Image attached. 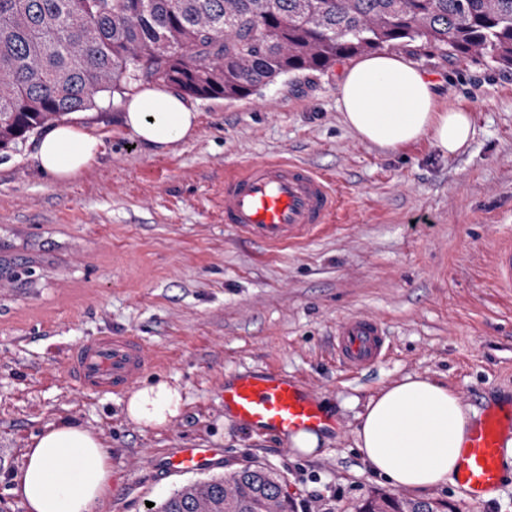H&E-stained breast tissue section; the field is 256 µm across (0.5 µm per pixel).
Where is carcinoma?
Here are the masks:
<instances>
[{
  "label": "carcinoma",
  "mask_w": 512,
  "mask_h": 512,
  "mask_svg": "<svg viewBox=\"0 0 512 512\" xmlns=\"http://www.w3.org/2000/svg\"><path fill=\"white\" fill-rule=\"evenodd\" d=\"M416 42L512 68V0H0V149L136 82L235 101L281 75ZM157 512L296 510L257 464L186 484ZM359 512L439 510L381 494Z\"/></svg>",
  "instance_id": "cac0c4a2"
}]
</instances>
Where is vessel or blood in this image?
Wrapping results in <instances>:
<instances>
[{
  "label": "vessel or blood",
  "instance_id": "b4317fda",
  "mask_svg": "<svg viewBox=\"0 0 512 512\" xmlns=\"http://www.w3.org/2000/svg\"><path fill=\"white\" fill-rule=\"evenodd\" d=\"M341 201L329 179L294 161L247 164L224 178V222L245 238L269 246L299 243L322 231L338 214ZM495 287L512 293V237L503 236L492 264ZM388 350L377 319L354 316L336 328V359L359 370ZM157 361L131 336H100L74 348L68 372L84 390L120 395L155 368ZM224 408L241 425L287 439L327 424L317 395L297 381L271 372L242 374L224 385ZM512 432V404L484 408L470 429L454 476L469 501L481 503L502 480L500 443ZM216 449L199 445L174 449L162 465L170 471L201 470Z\"/></svg>",
  "mask_w": 512,
  "mask_h": 512
}]
</instances>
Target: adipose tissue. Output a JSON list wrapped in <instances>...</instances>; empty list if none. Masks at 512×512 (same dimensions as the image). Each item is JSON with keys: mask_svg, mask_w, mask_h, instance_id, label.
Wrapping results in <instances>:
<instances>
[{"mask_svg": "<svg viewBox=\"0 0 512 512\" xmlns=\"http://www.w3.org/2000/svg\"><path fill=\"white\" fill-rule=\"evenodd\" d=\"M343 118L365 143L396 149L427 136L441 152L467 146L468 113L439 104L437 86L403 55L373 53L355 60L338 87ZM198 112L164 83L128 96L122 123L137 139L167 146L194 135ZM102 143L75 124L58 123L42 135L40 169L65 182L88 168ZM358 426L354 445L370 469L392 485L423 495L455 472L469 430V410L445 383L418 375L380 388L367 400L352 398ZM183 397L160 381L132 390L124 412L154 428L178 417ZM17 488L29 512H90L111 488L108 450L93 430L72 421L51 422L27 443Z\"/></svg>", "mask_w": 512, "mask_h": 512, "instance_id": "1", "label": "adipose tissue"}]
</instances>
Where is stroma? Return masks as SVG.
<instances>
[{
	"label": "stroma",
	"mask_w": 512,
	"mask_h": 512,
	"mask_svg": "<svg viewBox=\"0 0 512 512\" xmlns=\"http://www.w3.org/2000/svg\"><path fill=\"white\" fill-rule=\"evenodd\" d=\"M438 82L443 104L467 111L468 146L441 154L426 138L388 151L343 122L337 85L347 60L285 75L246 99H195L193 137L156 147L121 123L124 101L65 115L103 141L97 160L59 183L35 160L39 134L0 151V512H27L13 492L25 445L44 425L72 419L109 450L112 487L90 512H147L183 485L259 462L275 470L298 512H357L393 492L354 446L350 398L407 375L448 384L478 417L512 393V296L491 267L512 232V69L402 45ZM291 159L329 176L344 207L338 224L299 244L264 247L224 223V173ZM376 317L385 358L348 372L334 356L337 324ZM135 336L164 362L140 385L165 380L184 409L142 428L124 399L68 378L70 351L95 336ZM271 369L313 390L337 425L317 456L256 434L224 412V381ZM206 443V470L170 473L144 456ZM428 500L447 512H512V470L492 502L454 484Z\"/></svg>",
	"instance_id": "stroma-1"
}]
</instances>
